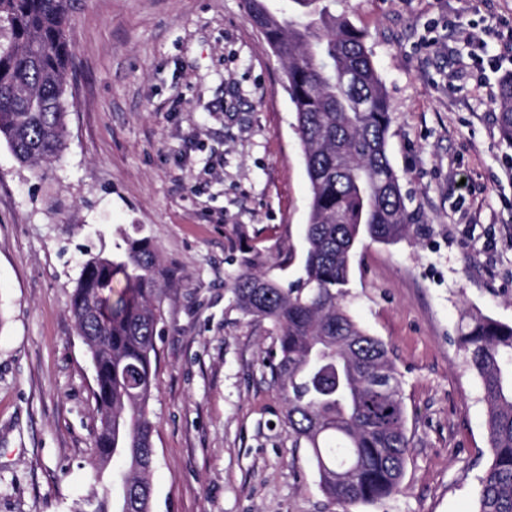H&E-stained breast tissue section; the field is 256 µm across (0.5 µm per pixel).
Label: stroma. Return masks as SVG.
I'll return each mask as SVG.
<instances>
[{"mask_svg": "<svg viewBox=\"0 0 512 512\" xmlns=\"http://www.w3.org/2000/svg\"><path fill=\"white\" fill-rule=\"evenodd\" d=\"M366 35L413 221L361 238L347 304L399 371L401 492L351 512H473L486 408L457 344L512 324V0H333ZM66 148L40 170L0 141V512H75L98 466L95 371L69 301L86 255L152 238L170 286L157 340L153 512H342L296 447L263 365L269 321L230 290L243 249L300 244L310 186L284 69L244 0H75ZM499 130L504 140L512 145V74L499 84Z\"/></svg>", "mask_w": 512, "mask_h": 512, "instance_id": "1", "label": "stroma"}]
</instances>
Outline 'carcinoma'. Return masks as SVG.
Masks as SVG:
<instances>
[{
    "mask_svg": "<svg viewBox=\"0 0 512 512\" xmlns=\"http://www.w3.org/2000/svg\"><path fill=\"white\" fill-rule=\"evenodd\" d=\"M267 0L248 13L286 67L311 188L302 253L294 246L255 270L244 256L231 290L239 309L268 320L278 346L267 360L296 445H305L320 489L344 512L400 489L408 457L402 380L386 345L344 300L363 235L393 244L412 216L387 155L391 105L364 33L321 0H292L281 19ZM73 0H0V139L28 166L61 157ZM499 130L512 144V75L499 84ZM122 254L82 262L69 310L96 373L93 444L112 464V487L90 476L84 512H151L155 450L149 401L164 320L165 276L147 237ZM121 282L117 289L114 283ZM486 405L489 463L473 512H512V324L478 313L457 337Z\"/></svg>",
    "mask_w": 512,
    "mask_h": 512,
    "instance_id": "1",
    "label": "carcinoma"
}]
</instances>
